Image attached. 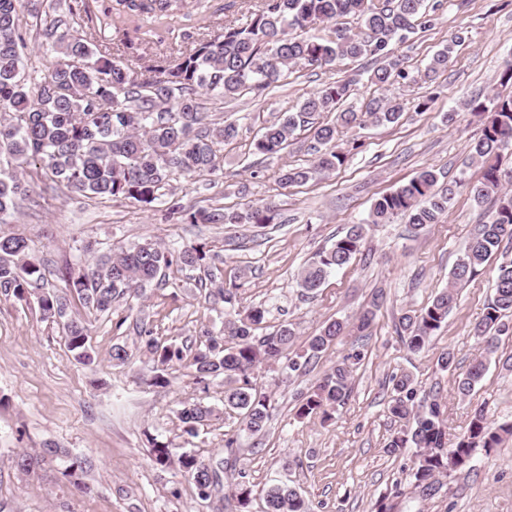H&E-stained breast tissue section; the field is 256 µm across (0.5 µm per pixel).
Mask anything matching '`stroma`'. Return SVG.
<instances>
[{
    "instance_id": "1",
    "label": "stroma",
    "mask_w": 512,
    "mask_h": 512,
    "mask_svg": "<svg viewBox=\"0 0 512 512\" xmlns=\"http://www.w3.org/2000/svg\"><path fill=\"white\" fill-rule=\"evenodd\" d=\"M441 14L437 29L395 46L413 77L385 91L407 105L398 123L365 125L361 148L336 170L307 183L282 189L275 178L281 168L311 165L314 141L308 132H296L286 149L270 157L251 154L250 143L266 122L341 77L355 79L348 104L360 108L374 93L364 66L298 67L260 97L204 95L211 120L239 124L240 140L225 146L216 175L178 178L162 201L148 206L73 193L35 166L27 167L26 192L0 215V233L18 231L32 240L47 290L64 288L66 271L115 246L146 239L174 249L202 245L211 252L208 263L218 282L236 287L238 306L265 309L263 332L293 324L294 351L328 321H343L348 331L306 374L289 376L284 359L256 369L257 384L271 396L264 436H251L238 419L226 417L190 439L182 432L179 410L200 397L223 409L221 381L204 390L181 369L170 371L167 387H153L147 383L153 367L149 357L134 352L128 365L116 366L112 347L133 348L140 321L158 339L177 345L204 329L222 335L224 306L206 299L200 270L171 267L164 282L147 286L143 297L89 315L95 359L90 368L73 358L60 324L44 317L36 302L0 295V512H218L219 499L201 501L191 482L156 469L154 439L187 445L208 462L223 461L228 476L245 472L253 487L250 512H264L265 490L282 483L300 492L310 512H375L381 500L392 512H512L511 436L491 451L477 450L472 468L440 475L441 490L432 498L413 487V453L392 457L384 448L399 426L390 406L392 380L403 373L413 376L417 400L440 393L451 434H463L478 408L492 422L512 419V371L501 365L512 356V336L501 338L496 361L471 396L463 399L454 391L456 374L481 351L473 327L494 295L500 256L460 289L456 307L425 350L409 351L398 326L403 313L420 310L447 288L477 225L496 209V198L478 206L459 190L442 222L416 234L400 216L371 225L361 254L333 270L315 295L302 296L297 285L299 272L317 252L330 247L348 225L363 222L375 198L420 170L435 169L443 184L462 170L471 181L480 179L479 167L467 169L463 163L467 144L481 133V120L462 104L497 88L498 72L512 57V0H443ZM456 32L465 41L447 72L434 84L424 83L430 57ZM425 98L428 109L415 112V103ZM245 203L271 204L276 223L177 224L167 214L174 204L193 212ZM379 290L383 304L370 327L358 330L360 313ZM447 349L456 355L452 373L437 365ZM356 353L361 359L353 366L350 395L333 419L297 418V395ZM49 443L93 460L87 476L92 494L77 491L57 461L27 476L18 473L16 451Z\"/></svg>"
}]
</instances>
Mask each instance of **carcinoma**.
I'll return each instance as SVG.
<instances>
[{
	"instance_id": "1",
	"label": "carcinoma",
	"mask_w": 512,
	"mask_h": 512,
	"mask_svg": "<svg viewBox=\"0 0 512 512\" xmlns=\"http://www.w3.org/2000/svg\"><path fill=\"white\" fill-rule=\"evenodd\" d=\"M98 0H77L78 13L91 23L79 31L59 19L53 24L50 52L57 60L44 74L27 73L21 66L20 32L24 14L37 17L43 0H0V214L14 205L24 191L20 174L34 163L52 180L85 196L133 199L149 205L166 195L178 176H209L221 168V147L236 142L240 127L234 122H206L200 92L223 97L244 94L260 96L275 87L297 66L333 67L342 62L371 61L368 82L385 88L396 80H407L409 72L394 45L419 30H431L441 22L442 4L427 0H255L244 24L222 20L210 12L207 0H112L97 8ZM211 14L212 23L179 34L176 44L153 38V29L138 25L134 34L120 40L121 57H112V43L102 38V29L116 21L159 23L185 13L189 7ZM465 36L455 33L431 58L425 77L433 81L448 70V61ZM145 72H139V68ZM353 80L331 82L306 98L299 107L261 128L250 143L253 152L275 155L288 147L298 130H308L314 140L316 158L309 168L280 170L281 188L306 183L313 174L343 165L350 150L337 143L338 128L355 131L370 121L394 124L404 111L403 103L372 96L358 111L342 109L350 96ZM466 109L486 116L481 137L467 146L468 165L482 170V179L471 183L466 171L448 185H438L433 169H423L395 190L377 197L368 218L351 225L346 233L319 252L298 274L306 292L317 291L328 274L351 262L361 252L366 227L388 224L397 215L407 218L418 231L437 224L448 214L457 189L466 187L473 201L483 203L491 194H502L498 209L478 225L463 256L450 272L448 288L425 308L399 319L405 346L411 352L424 350L456 306L458 288L479 275L502 240L512 238V195L503 191L512 185V168H502L503 158L512 156V95L498 93L484 102L471 98ZM323 112L335 113L332 123L319 121ZM268 207L202 209L188 216L191 224L273 223ZM207 251L202 247L172 251L146 240L120 246L68 272L61 291L44 289L45 273L33 257L29 240L20 234L0 235V294L19 301L35 299L43 315L62 323L63 338L74 358L93 363L87 321L75 315L80 304L88 312L106 313L120 298L138 296L146 285L160 279L173 265L202 268ZM237 289L222 285L211 288L208 298L228 305L224 335L204 332L186 348L165 344L146 325L139 326L141 349L160 366L153 384H169L165 371L175 364L186 368L195 384L209 389L214 380L224 383V413L235 416L244 429L256 436L265 433L270 396L254 381V371L288 354L296 334L290 323L271 333L254 331L265 318L259 307L235 308ZM377 295L360 314L358 328L370 326L380 307ZM512 312V260L497 267L494 297L487 305L474 335L481 352L467 371L456 378L460 397L469 396L481 383L487 365L497 352L500 337L512 335V323L503 321ZM346 325L333 320L307 341L303 353L288 359V373L309 370L345 333ZM352 363L345 359L325 373L314 387L298 397L297 416L319 415L324 420L348 399L352 385ZM395 396L390 412L403 423L390 435L386 453L403 454L415 449L416 464L411 477L423 496L440 491L437 476L461 470L464 458L481 447H496L504 434L512 435V422L496 425L483 409L473 413L467 431L449 442L444 419L445 406L438 393L425 404L414 405L413 380L407 374L392 379ZM183 433L198 436L210 425L214 410L201 401L184 405L179 412ZM152 462L160 469L175 464L193 485L199 499L209 500L224 487V468L207 463L193 451L151 440ZM63 456L50 444L14 457L17 470L27 474L47 459ZM93 468L88 459H69L64 476L81 492L91 491L84 481ZM230 493L238 512H249L253 489L243 481H231ZM266 512H308L301 494L288 486L265 491Z\"/></svg>"
}]
</instances>
